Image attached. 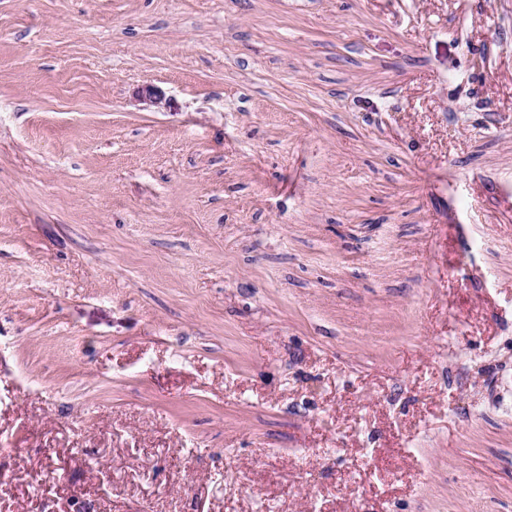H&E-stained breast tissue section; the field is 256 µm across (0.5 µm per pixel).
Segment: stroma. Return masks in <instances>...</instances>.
Returning <instances> with one entry per match:
<instances>
[{
    "label": "stroma",
    "mask_w": 512,
    "mask_h": 512,
    "mask_svg": "<svg viewBox=\"0 0 512 512\" xmlns=\"http://www.w3.org/2000/svg\"><path fill=\"white\" fill-rule=\"evenodd\" d=\"M0 512H512V0H0Z\"/></svg>",
    "instance_id": "35a3bbf8"
}]
</instances>
